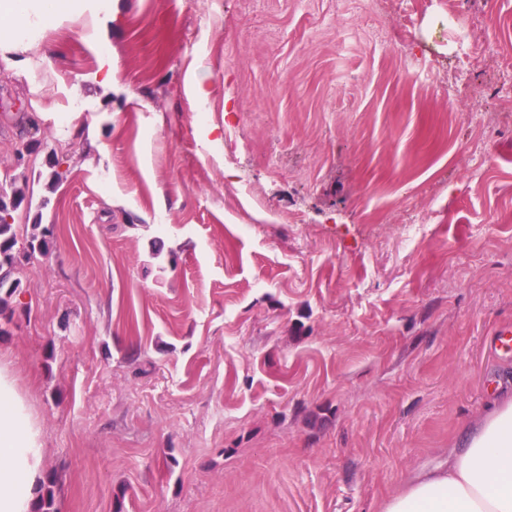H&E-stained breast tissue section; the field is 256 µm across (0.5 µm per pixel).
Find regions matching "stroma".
<instances>
[{
    "label": "stroma",
    "instance_id": "stroma-1",
    "mask_svg": "<svg viewBox=\"0 0 512 512\" xmlns=\"http://www.w3.org/2000/svg\"><path fill=\"white\" fill-rule=\"evenodd\" d=\"M85 4L0 34L54 227L0 371L54 512H381L512 398V0Z\"/></svg>",
    "mask_w": 512,
    "mask_h": 512
}]
</instances>
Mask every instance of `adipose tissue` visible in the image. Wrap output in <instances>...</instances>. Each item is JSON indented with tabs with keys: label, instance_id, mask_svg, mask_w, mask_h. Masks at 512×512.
<instances>
[{
	"label": "adipose tissue",
	"instance_id": "1",
	"mask_svg": "<svg viewBox=\"0 0 512 512\" xmlns=\"http://www.w3.org/2000/svg\"><path fill=\"white\" fill-rule=\"evenodd\" d=\"M39 463L35 426L12 382L0 375V512H30ZM382 512H512V400L465 429L447 468L409 482Z\"/></svg>",
	"mask_w": 512,
	"mask_h": 512
}]
</instances>
